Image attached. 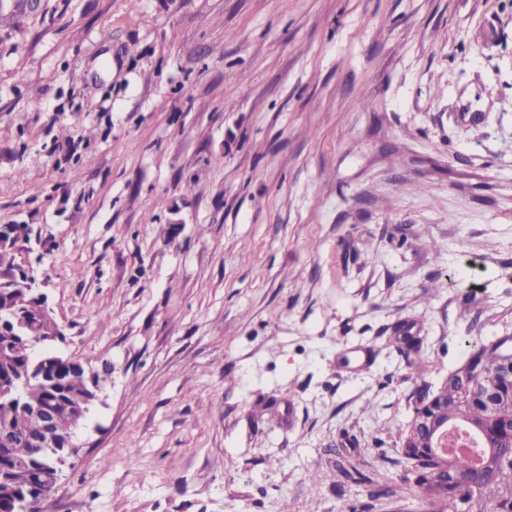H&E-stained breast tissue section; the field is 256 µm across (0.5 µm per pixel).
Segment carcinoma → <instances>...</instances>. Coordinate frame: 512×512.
Masks as SVG:
<instances>
[{
    "mask_svg": "<svg viewBox=\"0 0 512 512\" xmlns=\"http://www.w3.org/2000/svg\"><path fill=\"white\" fill-rule=\"evenodd\" d=\"M29 234L25 224L0 227V429L16 428L34 434L37 405L59 408L57 447L36 456L0 449V512H39L44 467L65 454L64 442L75 421L67 412L74 405L90 402L92 386L101 377L87 374L54 352L60 339V324L39 307L25 281L35 273L21 271L16 262L20 234ZM43 345L44 353L31 354L30 343ZM512 357L498 339L468 343L465 361L448 373V415L438 419L443 429L461 427L477 440L479 454L452 453L445 458L418 447L416 420L442 409L443 389L424 381L426 362H412L415 379L421 381L410 421L399 437L395 464L404 467L401 483L380 485L370 493L394 506L403 494L417 491L422 512H512V376L507 363Z\"/></svg>",
    "mask_w": 512,
    "mask_h": 512,
    "instance_id": "carcinoma-1",
    "label": "carcinoma"
}]
</instances>
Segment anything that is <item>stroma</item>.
Masks as SVG:
<instances>
[{
  "mask_svg": "<svg viewBox=\"0 0 512 512\" xmlns=\"http://www.w3.org/2000/svg\"><path fill=\"white\" fill-rule=\"evenodd\" d=\"M5 224L104 376L41 512H365L512 335V0H0Z\"/></svg>",
  "mask_w": 512,
  "mask_h": 512,
  "instance_id": "stroma-1",
  "label": "stroma"
}]
</instances>
